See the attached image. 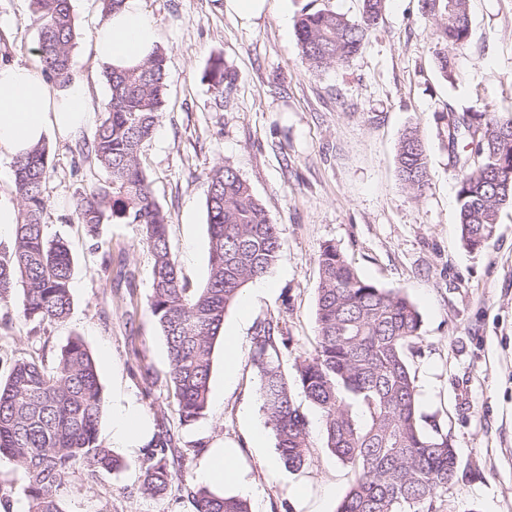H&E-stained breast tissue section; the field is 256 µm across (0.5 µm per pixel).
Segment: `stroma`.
<instances>
[{"label": "stroma", "instance_id": "obj_1", "mask_svg": "<svg viewBox=\"0 0 512 512\" xmlns=\"http://www.w3.org/2000/svg\"><path fill=\"white\" fill-rule=\"evenodd\" d=\"M73 76L82 80L89 123L47 143L51 169L41 222L48 238L73 257L68 318L33 328L0 304V379L12 364L36 358L53 365L70 338H81L98 371L105 406L99 436L112 442L111 408L134 396L152 424L183 441L188 488L142 494L144 451L120 452L119 470L75 474L64 512H193L204 447L237 446L243 476L255 488L250 512H336L353 472L327 448L321 411L296 395L308 416L312 454L303 469L278 460L274 433L257 450L244 407L263 417L252 338L276 320L292 341L281 356L286 377L315 346L317 257L332 244L360 277L404 292L421 316V341L409 362L421 411L457 453L445 494L447 512H512V207L504 206L493 239L470 250L457 223V170L448 151V114L480 105L512 113V0H471V31L454 52L452 79L436 67L435 26L420 0H385L383 20L362 50L326 72L309 71L294 25L307 10L358 19L363 0H271L246 21L224 12V0H144L166 51V96L140 161L169 220L171 249L188 287L208 276L207 174L233 166L278 224L282 257L267 274L269 293L251 298L248 324L240 304L224 319L236 333L237 375L224 382V338L212 354L208 407L181 424L166 381L165 339L147 304L152 256L135 224H79L77 201L105 172L79 143L92 139L109 100L106 67L94 57L100 0H72ZM39 25L31 0H0V64L41 71ZM236 74L231 90L207 73L215 59ZM417 127L430 162L418 193L398 179L397 143ZM27 474L0 464V512H28Z\"/></svg>", "mask_w": 512, "mask_h": 512}]
</instances>
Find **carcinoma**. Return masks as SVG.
I'll list each match as a JSON object with an SVG mask.
<instances>
[{
	"mask_svg": "<svg viewBox=\"0 0 512 512\" xmlns=\"http://www.w3.org/2000/svg\"><path fill=\"white\" fill-rule=\"evenodd\" d=\"M39 15V51L44 71L70 80L75 17L71 0H32ZM470 0H421L436 21L443 49L437 65L452 70L448 50L470 36ZM384 0H363L359 19L316 10L296 21L302 58L312 71L349 61L376 31ZM166 54L158 47L139 67L106 72L110 98L96 127L91 151L106 172L76 205L79 223L90 231L108 221L137 224L152 255L148 305L165 337L169 383L180 420L190 423L206 410L214 343L224 317L242 288L266 275L280 260L282 244L250 184L230 165L207 174L206 213L209 273L194 290L181 281L171 253L168 220L154 198L140 149L158 123L166 93ZM217 87L232 88L234 74L216 60L209 71ZM470 149L456 156L458 221L471 250L483 248L497 229L498 212L512 205V113L472 106L448 120V145L458 139ZM400 180L419 192L428 182L427 148L417 130L399 140ZM20 206L14 244L0 253V303L18 298L22 317L38 326L65 321L71 311L72 256L47 238L41 214L49 154L42 145L14 161ZM316 346L296 366L293 380L280 370L290 337L271 321L253 337L251 361L260 372V394L279 459L301 469L311 456L308 419L293 389L319 408L326 447L355 469L337 512H443L444 494L457 464L448 434L426 428L415 373L408 361L419 339L420 313L397 289L362 279L333 245L318 256ZM104 413L95 361L83 341L68 340L50 368L31 359L16 362L0 383V459L24 470L29 512H63L70 475L94 477L116 470L120 459L99 438ZM176 441L160 433L147 445L142 493L157 496L186 488L182 456H169ZM194 512H249L237 496L206 488L189 492Z\"/></svg>",
	"mask_w": 512,
	"mask_h": 512,
	"instance_id": "obj_1",
	"label": "carcinoma"
}]
</instances>
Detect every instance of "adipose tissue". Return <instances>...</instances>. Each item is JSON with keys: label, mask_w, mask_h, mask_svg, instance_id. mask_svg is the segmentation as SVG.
Listing matches in <instances>:
<instances>
[{"label": "adipose tissue", "mask_w": 512, "mask_h": 512, "mask_svg": "<svg viewBox=\"0 0 512 512\" xmlns=\"http://www.w3.org/2000/svg\"><path fill=\"white\" fill-rule=\"evenodd\" d=\"M159 43L155 22L143 0H122L98 23L94 36L96 58L110 68L142 64ZM88 104L83 84L70 80L57 89L27 67L0 65V157L16 158L50 139L65 138L84 126ZM149 421L131 397L112 409V442L135 452L151 440ZM199 478L214 492L241 482L235 446L216 443L207 450Z\"/></svg>", "instance_id": "obj_1"}]
</instances>
